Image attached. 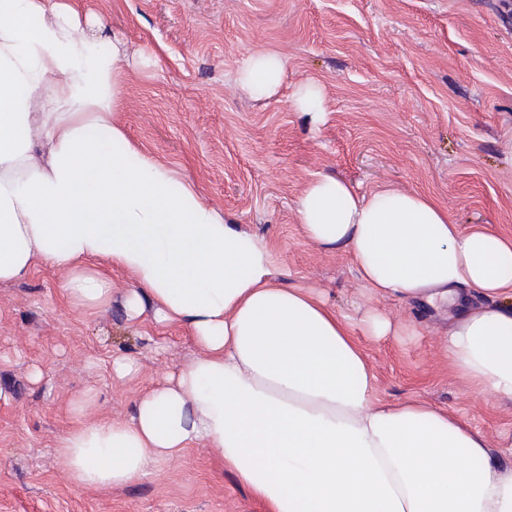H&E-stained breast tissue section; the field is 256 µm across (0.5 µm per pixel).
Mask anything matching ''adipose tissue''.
Returning <instances> with one entry per match:
<instances>
[{"mask_svg":"<svg viewBox=\"0 0 512 512\" xmlns=\"http://www.w3.org/2000/svg\"><path fill=\"white\" fill-rule=\"evenodd\" d=\"M151 57L73 0H0V283L48 265L69 305H112L107 268L132 273L128 319L187 326L199 354L140 396L131 420L82 424L57 445L78 487L121 486L202 444L268 512H512L503 452L448 411L377 395L344 319L280 287L265 239L227 223L197 186L140 149L120 95ZM285 61L264 50L238 81L267 98ZM312 243L345 247L375 295L462 301L453 370L512 399V236L461 231L437 200L331 176L297 204Z\"/></svg>","mask_w":512,"mask_h":512,"instance_id":"ef3b65f1","label":"adipose tissue"}]
</instances>
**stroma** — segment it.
Wrapping results in <instances>:
<instances>
[{
  "label": "stroma",
  "instance_id": "35a3bbf8",
  "mask_svg": "<svg viewBox=\"0 0 512 512\" xmlns=\"http://www.w3.org/2000/svg\"><path fill=\"white\" fill-rule=\"evenodd\" d=\"M104 21L158 58L124 88L118 122L226 220L270 242L280 285L314 289L346 316L380 398L446 409L493 446L511 436L512 401L488 399L450 367L447 313L372 294L345 250L304 237L296 209L310 182L332 176L366 193L424 192L461 230L511 236L512 0H119ZM267 49L286 74L256 99L237 73ZM308 82L323 92L315 118L293 106ZM108 275L112 306L92 315L67 304L60 270L0 284V512H266L203 446L121 487L72 484L59 440L82 423L129 419L197 352L186 327L157 323L153 310L128 321L135 281ZM373 309L416 322V335H367ZM119 355L136 359L135 376L113 377ZM85 393L94 403L75 414Z\"/></svg>",
  "mask_w": 512,
  "mask_h": 512
}]
</instances>
